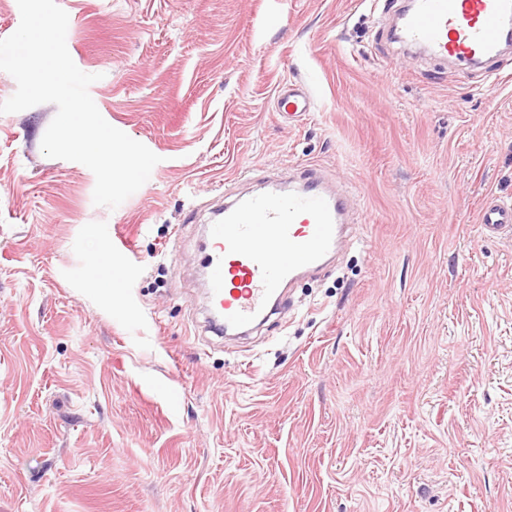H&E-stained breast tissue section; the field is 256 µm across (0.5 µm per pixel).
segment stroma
<instances>
[{"mask_svg": "<svg viewBox=\"0 0 512 512\" xmlns=\"http://www.w3.org/2000/svg\"><path fill=\"white\" fill-rule=\"evenodd\" d=\"M57 3L101 115L161 161L100 207L41 150L55 105L0 114V512H512V235L478 224L512 203V53L404 47L403 0ZM284 80L315 98L292 126ZM307 166L357 238L213 335L209 207ZM478 223L491 235L512 232V204L487 196L480 207ZM113 273L122 276L126 272L125 260L133 253L132 245L116 230L107 243ZM113 259V264H112Z\"/></svg>", "mask_w": 512, "mask_h": 512, "instance_id": "35a3bbf8", "label": "stroma"}]
</instances>
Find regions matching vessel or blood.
Returning a JSON list of instances; mask_svg holds the SVG:
<instances>
[{"instance_id": "vessel-or-blood-1", "label": "vessel or blood", "mask_w": 512, "mask_h": 512, "mask_svg": "<svg viewBox=\"0 0 512 512\" xmlns=\"http://www.w3.org/2000/svg\"><path fill=\"white\" fill-rule=\"evenodd\" d=\"M401 39L440 61L482 65L496 58L512 29V0H411ZM280 119L300 120L314 109L307 88L280 83ZM349 221L344 194L310 168L260 193L228 196L205 227L209 322L237 336L271 318L287 287L323 267L337 251ZM478 222L488 233L512 232V204L487 196ZM115 275L126 272L131 244L113 233L107 243Z\"/></svg>"}]
</instances>
